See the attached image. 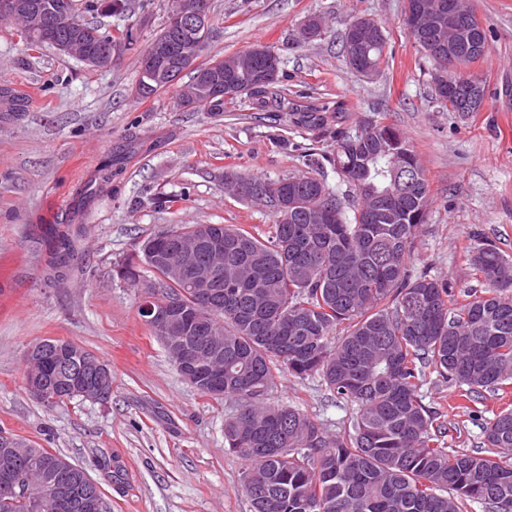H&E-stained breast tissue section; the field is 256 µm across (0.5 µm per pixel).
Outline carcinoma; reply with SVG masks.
I'll return each mask as SVG.
<instances>
[{"instance_id": "cac0c4a2", "label": "carcinoma", "mask_w": 512, "mask_h": 512, "mask_svg": "<svg viewBox=\"0 0 512 512\" xmlns=\"http://www.w3.org/2000/svg\"><path fill=\"white\" fill-rule=\"evenodd\" d=\"M81 18L84 12L121 15L125 0H34ZM88 46L103 52L111 32L84 23ZM386 36L380 29L363 45L360 64L380 72ZM450 52L454 96L474 62L467 14H461ZM280 58L270 46L213 57L170 79L141 57L133 89L138 99L178 86L180 100L203 112L224 111V100L204 89L207 78L243 88L262 112H282L288 101L276 87ZM342 193L326 184L323 162L303 155L308 171L278 180L231 173L224 185L244 200L273 209L267 238L232 225L203 247L200 258L224 255L219 294L202 306L190 286L169 282L163 256L196 231L176 224L145 240L118 275L150 278L166 298L183 296L197 312L192 330L202 344L221 345L224 393L237 412L224 422V441L245 465L243 490L253 512H512V410L484 426L497 455L441 446L445 424L422 403L427 374L467 387L498 388L512 379V260L491 244L471 251L470 264L487 284L456 307L449 283L425 271L410 273L407 259L425 223L427 178L409 141L395 127L369 124L337 140L326 159ZM417 168L419 186L401 191L392 169ZM319 376L336 397L355 406L347 430L328 434L290 405L267 403L278 378ZM32 474L67 460L26 443ZM0 512H30L24 495L0 494Z\"/></svg>"}]
</instances>
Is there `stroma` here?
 <instances>
[{
	"mask_svg": "<svg viewBox=\"0 0 512 512\" xmlns=\"http://www.w3.org/2000/svg\"><path fill=\"white\" fill-rule=\"evenodd\" d=\"M468 2L489 47L469 67L486 89L477 112L440 103L433 65L402 22L404 0H211L202 60L274 47L285 97L325 109L317 127L246 99L213 114L181 107L172 89L133 97L142 53L171 0H129L120 16L86 14L114 37L135 33L107 71L52 47L29 48L15 23L0 22V431L84 468L108 512H251L245 465L224 442L234 403L181 377L138 313L142 289L117 270L175 224L268 233L269 209L227 192L225 174L285 178L303 170L304 152L331 156L337 135L381 123L409 140L429 183L410 271L447 279L458 295L478 287L474 246L492 244L512 259V0ZM313 15L322 30L302 40ZM362 16L387 34L386 62L372 78L343 56L342 35ZM111 155L119 163L106 182L99 168ZM49 338L109 363L111 398L32 397L26 356ZM419 394L447 428L444 447L459 451L484 448L485 423L512 408V384L469 398L431 374ZM269 401L297 407L332 433L354 413L316 376L284 375Z\"/></svg>",
	"mask_w": 512,
	"mask_h": 512,
	"instance_id": "obj_1",
	"label": "stroma"
}]
</instances>
